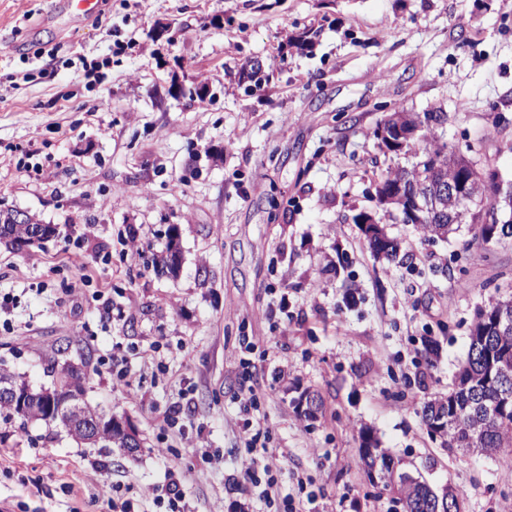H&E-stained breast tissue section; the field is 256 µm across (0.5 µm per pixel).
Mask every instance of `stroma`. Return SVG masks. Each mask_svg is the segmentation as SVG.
<instances>
[{
  "mask_svg": "<svg viewBox=\"0 0 512 512\" xmlns=\"http://www.w3.org/2000/svg\"><path fill=\"white\" fill-rule=\"evenodd\" d=\"M59 4L0 0V209L59 230L0 244V367L36 387L81 368L86 401L141 447L123 457L0 417V512H113L101 480L133 512H165L145 491L174 464L191 512H216L245 453L244 386L286 453L279 495L395 512L361 463L366 428L463 512H512V469L448 452L421 419L512 273V242L474 259L468 229L423 237L374 189L411 163L374 135L383 103L447 112L437 134L512 179V0H101L92 20ZM254 60L260 82L241 81ZM363 213L402 263L373 257ZM171 231L174 278L153 266ZM74 250L85 269L67 266ZM121 366L140 399L116 387ZM305 389L324 403L313 422L293 404Z\"/></svg>",
  "mask_w": 512,
  "mask_h": 512,
  "instance_id": "stroma-1",
  "label": "stroma"
}]
</instances>
